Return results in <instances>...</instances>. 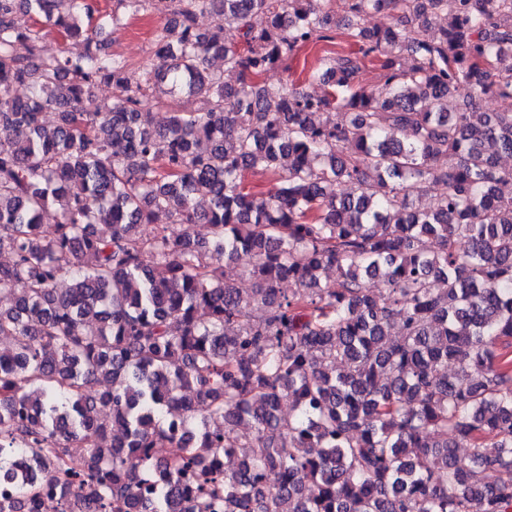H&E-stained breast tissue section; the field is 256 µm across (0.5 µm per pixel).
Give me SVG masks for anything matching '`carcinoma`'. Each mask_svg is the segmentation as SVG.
I'll return each mask as SVG.
<instances>
[{"label":"carcinoma","instance_id":"obj_1","mask_svg":"<svg viewBox=\"0 0 512 512\" xmlns=\"http://www.w3.org/2000/svg\"><path fill=\"white\" fill-rule=\"evenodd\" d=\"M116 2L0 0V512H512V0ZM148 11L174 22L136 71L97 35ZM340 25L321 94L266 82ZM248 268V261L241 260L231 266H226L225 277L226 280L242 293L247 296L251 293L253 288V281L248 276L246 270Z\"/></svg>","mask_w":512,"mask_h":512}]
</instances>
